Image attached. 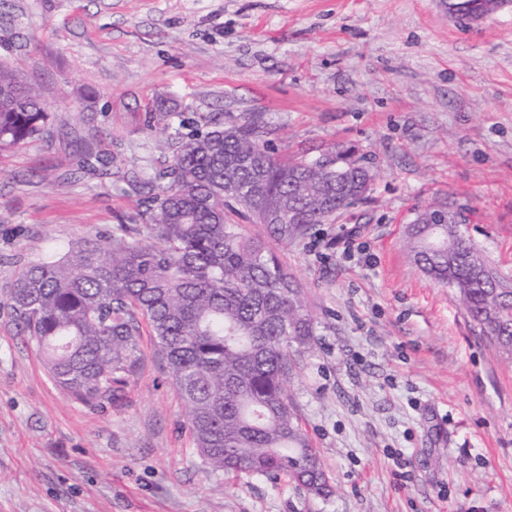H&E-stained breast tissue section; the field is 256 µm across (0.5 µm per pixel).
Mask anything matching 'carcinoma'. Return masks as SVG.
<instances>
[{
    "label": "carcinoma",
    "instance_id": "carcinoma-1",
    "mask_svg": "<svg viewBox=\"0 0 512 512\" xmlns=\"http://www.w3.org/2000/svg\"><path fill=\"white\" fill-rule=\"evenodd\" d=\"M169 164L127 179L146 194L140 224L21 268L7 300L17 325L61 389L90 404H120L141 359L143 327L188 407L195 447L229 476L286 475L314 496L331 493L288 383L315 336L305 294L274 250L362 199L372 178L336 148L308 159L268 147L258 112L204 121L188 133L162 104ZM47 107L34 87L0 66V150L42 136ZM292 209L294 223L247 235L233 217ZM415 265L456 291L474 333L512 350V280L455 224H408Z\"/></svg>",
    "mask_w": 512,
    "mask_h": 512
}]
</instances>
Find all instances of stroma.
I'll list each match as a JSON object with an SVG mask.
<instances>
[{"label": "stroma", "instance_id": "1", "mask_svg": "<svg viewBox=\"0 0 512 512\" xmlns=\"http://www.w3.org/2000/svg\"><path fill=\"white\" fill-rule=\"evenodd\" d=\"M0 64L49 115L0 151V512H512V354L404 238L414 208H468L512 276V0L478 26L435 0H0ZM156 101L258 112L278 154L340 144L375 174L276 249L316 323L289 390L328 497L209 472L152 336L123 404L89 405L3 305L21 267L130 223L124 174L168 162Z\"/></svg>", "mask_w": 512, "mask_h": 512}]
</instances>
